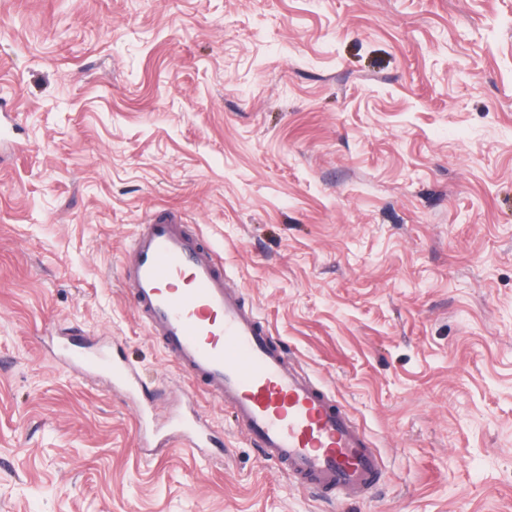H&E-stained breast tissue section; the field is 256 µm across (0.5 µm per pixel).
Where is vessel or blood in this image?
Returning a JSON list of instances; mask_svg holds the SVG:
<instances>
[{
    "label": "vessel or blood",
    "mask_w": 512,
    "mask_h": 512,
    "mask_svg": "<svg viewBox=\"0 0 512 512\" xmlns=\"http://www.w3.org/2000/svg\"><path fill=\"white\" fill-rule=\"evenodd\" d=\"M182 277L187 285L180 288ZM121 278L175 366L203 382L290 481L339 499L376 489L382 459L369 434L274 342L182 216L140 225Z\"/></svg>",
    "instance_id": "vessel-or-blood-1"
}]
</instances>
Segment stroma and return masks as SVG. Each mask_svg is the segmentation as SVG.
I'll use <instances>...</instances> for the list:
<instances>
[{
  "instance_id": "obj_1",
  "label": "stroma",
  "mask_w": 512,
  "mask_h": 512,
  "mask_svg": "<svg viewBox=\"0 0 512 512\" xmlns=\"http://www.w3.org/2000/svg\"><path fill=\"white\" fill-rule=\"evenodd\" d=\"M0 122V512H512V0H0ZM167 211L367 429L371 496L186 398L119 278Z\"/></svg>"
}]
</instances>
